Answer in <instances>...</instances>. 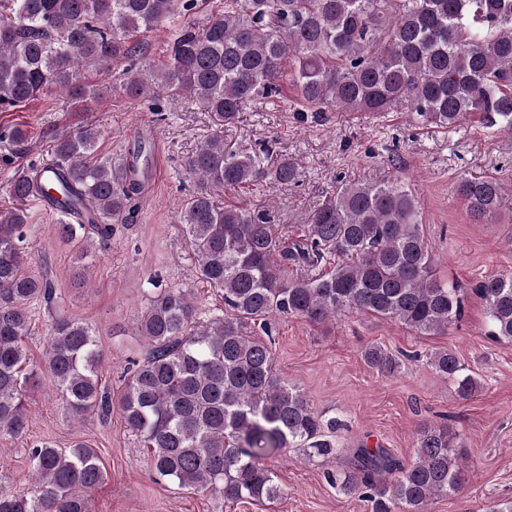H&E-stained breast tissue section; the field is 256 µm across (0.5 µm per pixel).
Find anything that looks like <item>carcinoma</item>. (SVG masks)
I'll use <instances>...</instances> for the list:
<instances>
[{
	"instance_id": "1",
	"label": "carcinoma",
	"mask_w": 512,
	"mask_h": 512,
	"mask_svg": "<svg viewBox=\"0 0 512 512\" xmlns=\"http://www.w3.org/2000/svg\"><path fill=\"white\" fill-rule=\"evenodd\" d=\"M199 0H0V112L27 106L54 89L77 103L88 68L123 66L113 96L197 101L214 121L185 157L194 180L177 222L197 275L224 307L204 319L189 291L164 289L136 322L149 346L117 397L125 427L147 450L153 472L179 488L227 503L278 495L260 460L301 450L309 460L336 456L325 418L298 388L277 374L272 351L276 317L325 325L346 312L397 320L422 336L441 334L463 313L460 288L433 271L415 194L398 181L346 183L310 212L302 235H280L272 212L245 208L224 192L265 183H294L297 164L269 161L272 145L250 152L224 144V127L247 105L290 102L293 111L386 112L403 104L424 126L453 129L472 117L512 135V0H218L202 24L190 16ZM168 27L166 59L141 73L145 36ZM104 131L82 125L54 137L53 160L65 172L46 183L81 224L51 225L79 248L78 262L112 239V224L140 208L150 151L96 155ZM29 176L11 185L16 204L0 208V437L29 427L28 393L48 384L76 422L112 415L102 389L106 358L90 324L67 315L50 279L27 261ZM457 193L481 224L512 193L492 177L463 178ZM488 337L512 342V275L480 280ZM49 319L44 362L29 361L31 307ZM362 357L390 376L401 368L387 348ZM426 363L467 401L478 380L450 350ZM416 461L405 465L385 448L355 449L350 467L326 479L363 499L370 512H428L436 498L458 493L463 456L446 423L418 429ZM33 493L0 495V512H92V493L107 472L84 441L58 448L29 445Z\"/></svg>"
}]
</instances>
